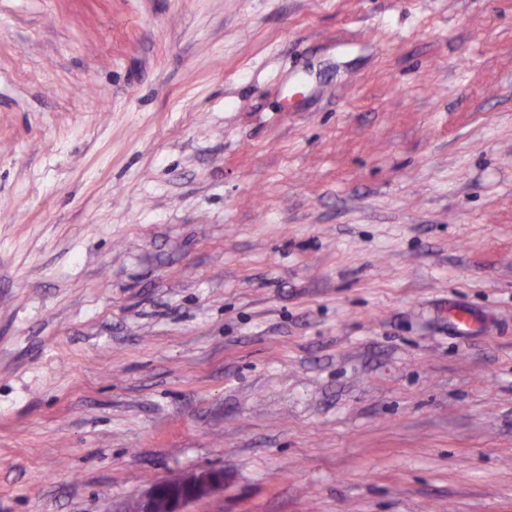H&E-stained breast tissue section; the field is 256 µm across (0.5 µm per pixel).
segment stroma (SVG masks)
I'll return each instance as SVG.
<instances>
[{
	"label": "stroma",
	"mask_w": 512,
	"mask_h": 512,
	"mask_svg": "<svg viewBox=\"0 0 512 512\" xmlns=\"http://www.w3.org/2000/svg\"><path fill=\"white\" fill-rule=\"evenodd\" d=\"M202 467L512 512V0H0V512Z\"/></svg>",
	"instance_id": "1"
}]
</instances>
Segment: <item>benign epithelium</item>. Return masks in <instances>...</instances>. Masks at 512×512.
I'll return each mask as SVG.
<instances>
[{"mask_svg": "<svg viewBox=\"0 0 512 512\" xmlns=\"http://www.w3.org/2000/svg\"><path fill=\"white\" fill-rule=\"evenodd\" d=\"M224 490V469H195L176 479L153 481L131 504L118 512H189L188 506Z\"/></svg>", "mask_w": 512, "mask_h": 512, "instance_id": "benign-epithelium-1", "label": "benign epithelium"}]
</instances>
